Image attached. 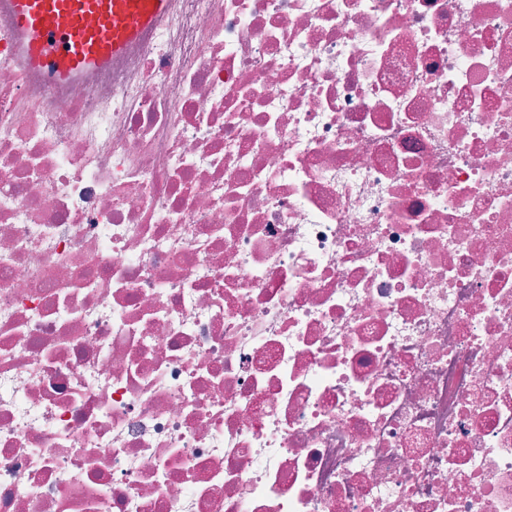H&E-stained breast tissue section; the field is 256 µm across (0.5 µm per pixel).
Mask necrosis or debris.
<instances>
[{"label": "necrosis or debris", "instance_id": "4bbe7bcc", "mask_svg": "<svg viewBox=\"0 0 512 512\" xmlns=\"http://www.w3.org/2000/svg\"><path fill=\"white\" fill-rule=\"evenodd\" d=\"M0 512H512V0L0 30ZM173 7L174 0H9L14 55L51 86L80 81L109 66Z\"/></svg>", "mask_w": 512, "mask_h": 512}]
</instances>
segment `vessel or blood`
<instances>
[{"label": "vessel or blood", "instance_id": "obj_1", "mask_svg": "<svg viewBox=\"0 0 512 512\" xmlns=\"http://www.w3.org/2000/svg\"><path fill=\"white\" fill-rule=\"evenodd\" d=\"M173 7L174 0H9L14 55L51 86L80 81L109 66Z\"/></svg>", "mask_w": 512, "mask_h": 512}]
</instances>
